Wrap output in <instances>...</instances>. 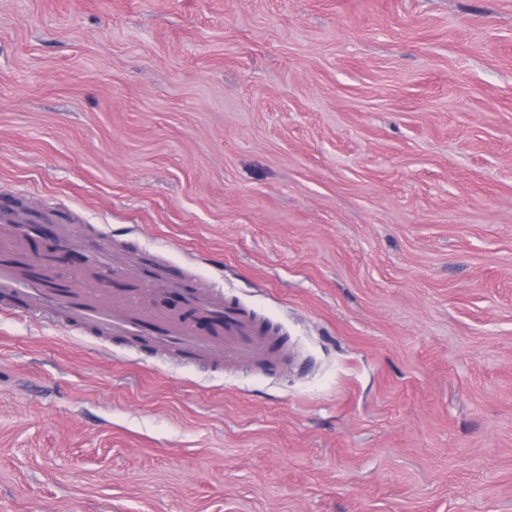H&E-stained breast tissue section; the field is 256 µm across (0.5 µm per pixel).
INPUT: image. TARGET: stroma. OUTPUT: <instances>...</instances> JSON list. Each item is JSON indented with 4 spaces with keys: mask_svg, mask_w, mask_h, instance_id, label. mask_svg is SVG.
<instances>
[{
    "mask_svg": "<svg viewBox=\"0 0 512 512\" xmlns=\"http://www.w3.org/2000/svg\"><path fill=\"white\" fill-rule=\"evenodd\" d=\"M0 204L289 351L0 314V512H512V0H0Z\"/></svg>",
    "mask_w": 512,
    "mask_h": 512,
    "instance_id": "obj_1",
    "label": "stroma"
}]
</instances>
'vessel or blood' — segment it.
Returning <instances> with one entry per match:
<instances>
[{"mask_svg":"<svg viewBox=\"0 0 512 512\" xmlns=\"http://www.w3.org/2000/svg\"><path fill=\"white\" fill-rule=\"evenodd\" d=\"M109 261V254L89 251L86 264L75 270L70 281L50 288L45 277L26 275L16 257L0 256V303H17L35 317L52 314L67 328L124 336L157 351L175 353L183 364L221 359L230 366L261 363L275 367L283 361L285 352L278 338L244 309L225 301L222 287L181 286L161 281L152 267L134 261L124 265L134 286L155 293L179 291L185 309L209 319L215 327L213 335L199 336L191 323L165 313L157 305L120 303L116 292L102 288L98 279L99 269Z\"/></svg>","mask_w":512,"mask_h":512,"instance_id":"obj_1","label":"vessel or blood"}]
</instances>
